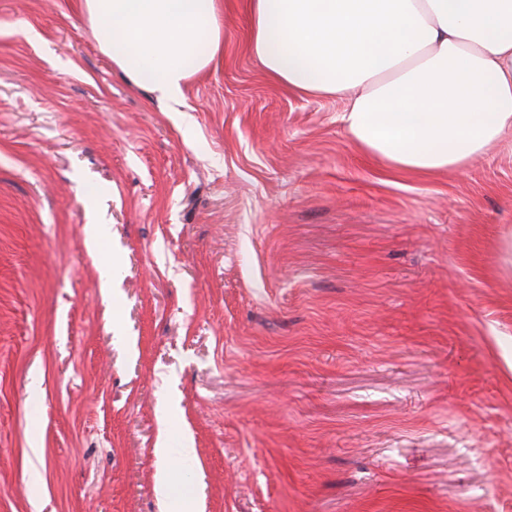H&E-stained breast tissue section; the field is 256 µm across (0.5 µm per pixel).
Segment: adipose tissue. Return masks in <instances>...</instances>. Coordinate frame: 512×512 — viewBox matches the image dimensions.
I'll return each instance as SVG.
<instances>
[{"label": "adipose tissue", "mask_w": 512, "mask_h": 512, "mask_svg": "<svg viewBox=\"0 0 512 512\" xmlns=\"http://www.w3.org/2000/svg\"><path fill=\"white\" fill-rule=\"evenodd\" d=\"M100 48L180 103L223 43L219 0H81ZM248 51L304 96H342L386 165L467 167L512 134V0H246Z\"/></svg>", "instance_id": "1"}]
</instances>
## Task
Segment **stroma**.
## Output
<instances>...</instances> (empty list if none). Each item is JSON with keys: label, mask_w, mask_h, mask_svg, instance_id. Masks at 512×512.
Wrapping results in <instances>:
<instances>
[{"label": "stroma", "mask_w": 512, "mask_h": 512, "mask_svg": "<svg viewBox=\"0 0 512 512\" xmlns=\"http://www.w3.org/2000/svg\"><path fill=\"white\" fill-rule=\"evenodd\" d=\"M221 4L175 107L0 0V512H512V138L369 160Z\"/></svg>", "instance_id": "obj_1"}]
</instances>
